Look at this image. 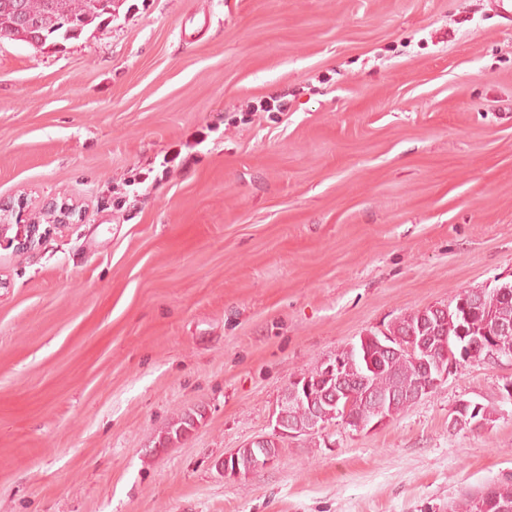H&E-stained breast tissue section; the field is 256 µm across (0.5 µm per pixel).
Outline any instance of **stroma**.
Returning a JSON list of instances; mask_svg holds the SVG:
<instances>
[{"instance_id":"35a3bbf8","label":"stroma","mask_w":512,"mask_h":512,"mask_svg":"<svg viewBox=\"0 0 512 512\" xmlns=\"http://www.w3.org/2000/svg\"><path fill=\"white\" fill-rule=\"evenodd\" d=\"M291 93L284 113L242 118ZM197 162L129 177L202 128ZM73 222L0 244V512H448L512 482V361L375 431L272 434L289 383L368 331L512 281V17L482 0H121L0 40V200ZM467 400L498 409L449 429ZM194 429L160 445L186 413Z\"/></svg>"}]
</instances>
